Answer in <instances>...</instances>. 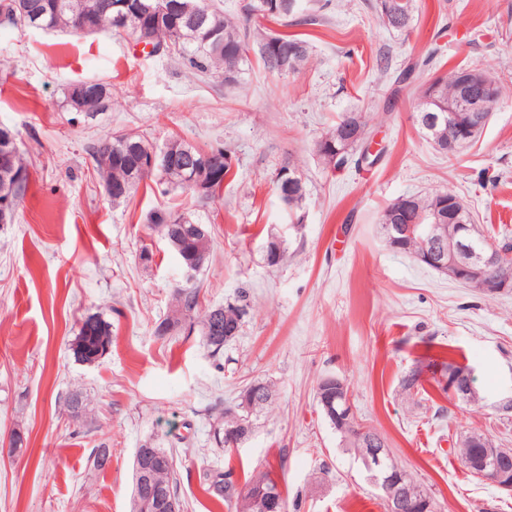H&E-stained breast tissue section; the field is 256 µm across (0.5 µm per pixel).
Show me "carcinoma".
Returning a JSON list of instances; mask_svg holds the SVG:
<instances>
[{"label":"carcinoma","mask_w":512,"mask_h":512,"mask_svg":"<svg viewBox=\"0 0 512 512\" xmlns=\"http://www.w3.org/2000/svg\"><path fill=\"white\" fill-rule=\"evenodd\" d=\"M87 0H0V23L17 25L21 17L19 6L21 4H35L39 6L41 15L37 17L38 27L45 30H64L69 34L78 35V18ZM102 11L98 18V32H114L112 27L113 0H96ZM286 0H252L245 5L242 13L238 15L226 14L217 0H182V3L192 6L198 12L208 13L209 20L202 27H192L187 24H173L167 15L158 11L149 14L144 20L147 31L142 32L132 25L128 35L152 46V52L164 48V52L177 55L190 70L201 73H222L224 82L228 85L236 84L242 74V66L249 61V52L257 50L264 69L271 72L273 68L260 51V48L272 43L284 46L300 43L304 45L303 52L294 58L291 70H297L309 57V43L297 34L274 31L259 23H252V18L261 17L280 24L283 27L305 25L313 18L302 16L298 9L290 10L284 7ZM459 80V69H453L447 74L433 79L430 90L434 100L430 105L432 112H448V98L456 93ZM100 94L85 97L75 103L72 93H65V103L72 112H99L110 99V92L106 85L97 83ZM425 136L440 152L448 153V146L456 142L454 126L442 122L434 132H427ZM148 140L141 137L127 135L113 136L104 139L92 147L91 156L97 170L103 179V188L112 202L126 201L136 192L139 185L148 178L155 177L159 184L166 188L183 191H193L187 183L186 176L192 173V167L202 157L212 155L216 158L229 156L230 151L223 147H212L208 150L200 149L184 140L172 138L167 141L164 148L156 152L157 161L152 171L141 173V161ZM14 165L21 172L20 179L12 188L14 200H20L26 193L29 183V174L21 156L14 158ZM117 182L129 184L128 193L116 195L111 192L110 185ZM452 199L463 208L468 219V234L475 241L486 240L484 231L474 223L473 216L464 201L450 189H437L428 196L413 197L411 210L407 221L415 224H424L428 216L442 203V199ZM150 228L165 237L172 233L176 235L182 247L181 257L185 261L198 260L207 265L212 253V245L204 246L198 236L187 237L180 233L184 225L193 224V220L185 214L172 212H152L147 217ZM174 305L172 314L163 319L156 328L159 336H165L186 324L199 325V332L205 345L214 354L223 350L228 344L224 334H215L211 325L212 309L198 312L199 291L193 284H186L177 288L173 295ZM246 296L240 295L234 303L219 306L222 317L234 322L235 333H240L246 315ZM112 345L111 325L100 316H89L85 319L74 339L73 350L78 359L83 362L96 361L102 357L101 349ZM259 388L266 390V395L258 396L254 402L243 405L238 402L234 409L241 418L242 423L254 432L258 427L259 417L271 404L275 395V385L269 381L259 382ZM401 388L409 396L424 394L426 389L421 381V370L417 367L411 369L401 379ZM316 400L325 417L339 434L342 447L355 454L361 453V447L356 445L353 429L366 430V436L377 439L382 435L373 428L364 427L359 420H354L353 427L345 428L336 418V390L328 389L324 382H319L316 388ZM157 452L166 458L165 467L161 468L157 480L166 485L171 491L178 512H183L184 504L178 494L176 470L173 452L167 448H159ZM369 477L384 482V474H401L408 479L413 476L390 456L384 458V469L380 470L372 465H365ZM203 491L213 500L221 503L235 512H259L257 498L261 492H269L277 499L276 512H286V501L283 492L275 479L274 472L267 469L245 475L244 482H239L230 471L209 470L203 474L201 480Z\"/></svg>","instance_id":"obj_1"}]
</instances>
